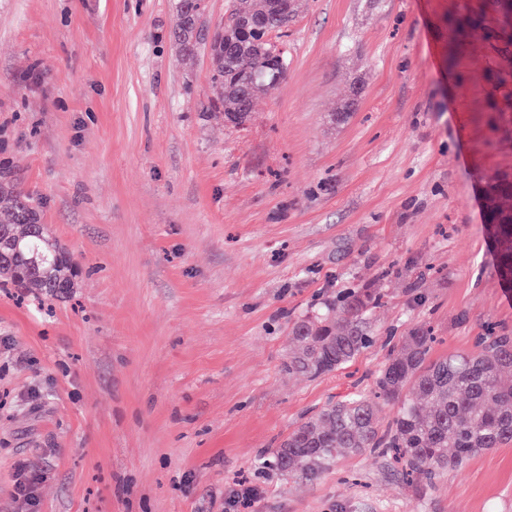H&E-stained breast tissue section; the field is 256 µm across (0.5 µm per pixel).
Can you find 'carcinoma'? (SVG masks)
Segmentation results:
<instances>
[{
  "label": "carcinoma",
  "instance_id": "carcinoma-1",
  "mask_svg": "<svg viewBox=\"0 0 512 512\" xmlns=\"http://www.w3.org/2000/svg\"><path fill=\"white\" fill-rule=\"evenodd\" d=\"M203 0H178L174 39L186 55L202 41ZM295 12L278 11L271 0H248L232 14L223 31L209 42L214 93L219 111L244 124L254 101L274 90L288 69L287 57L269 42V35L288 25ZM489 226L501 279L512 280V176L495 177L487 191ZM46 297L76 287L73 263L39 222L29 197L0 174V278ZM343 304L326 302L322 309L296 321L290 335L295 349L285 369L290 374L319 377L351 362L372 344L366 319L381 305L374 288H354ZM432 337L413 328L401 349L376 378L374 398L354 394L331 404L288 433L271 449L269 467L288 478L311 479L343 454L396 451L409 471L428 484L440 473L460 470L479 452L512 442V335L489 331L478 352L446 359L431 356ZM393 404L396 414L380 430V404Z\"/></svg>",
  "mask_w": 512,
  "mask_h": 512
}]
</instances>
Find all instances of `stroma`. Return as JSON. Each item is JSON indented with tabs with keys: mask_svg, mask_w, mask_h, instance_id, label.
<instances>
[{
	"mask_svg": "<svg viewBox=\"0 0 512 512\" xmlns=\"http://www.w3.org/2000/svg\"><path fill=\"white\" fill-rule=\"evenodd\" d=\"M177 0H0V171L77 286L0 285V512H512V443L433 483L348 454L311 480L261 460L417 326L434 357L512 334L485 190L512 173L499 0H298L288 71L238 128L187 59ZM383 295L374 342L317 378L292 324ZM42 474L13 499L18 464Z\"/></svg>",
	"mask_w": 512,
	"mask_h": 512,
	"instance_id": "obj_1",
	"label": "stroma"
}]
</instances>
